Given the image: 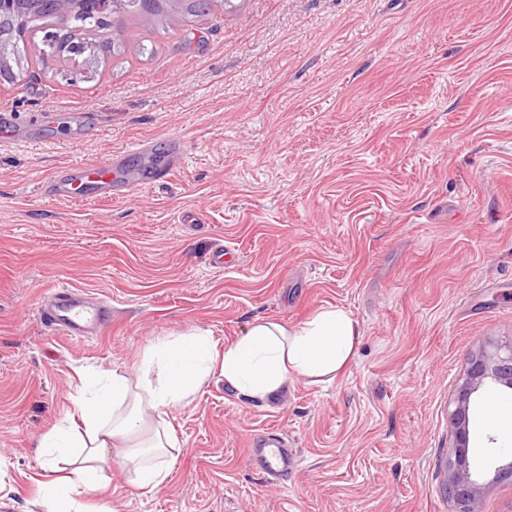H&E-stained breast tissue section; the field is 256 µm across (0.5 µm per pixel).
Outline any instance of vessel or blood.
<instances>
[{"mask_svg": "<svg viewBox=\"0 0 512 512\" xmlns=\"http://www.w3.org/2000/svg\"><path fill=\"white\" fill-rule=\"evenodd\" d=\"M112 182L111 165L101 164L77 172H61L53 184L57 196L65 197L81 196L93 188H107ZM37 315L49 330L65 336H84L107 324L112 312L107 305L78 298L70 289L51 288L41 301ZM247 458L250 464L259 467L270 480L276 482L287 480L299 465L298 458L288 446L287 438L277 433L251 439Z\"/></svg>", "mask_w": 512, "mask_h": 512, "instance_id": "obj_1", "label": "vessel or blood"}]
</instances>
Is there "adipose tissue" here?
Returning a JSON list of instances; mask_svg holds the SVG:
<instances>
[{"label": "adipose tissue", "mask_w": 512, "mask_h": 512, "mask_svg": "<svg viewBox=\"0 0 512 512\" xmlns=\"http://www.w3.org/2000/svg\"><path fill=\"white\" fill-rule=\"evenodd\" d=\"M358 321L347 311L322 307L295 326L257 320L245 335L216 353L207 331L194 329L148 348L133 372L90 377L76 400L81 431L61 424L46 433L40 465L48 512H93L87 499L103 489L112 451H123L139 488L154 490L169 479L178 440L167 421L220 370L243 396L266 400L289 379L333 380L354 356ZM71 467L58 474L60 461Z\"/></svg>", "instance_id": "ef3b65f1"}]
</instances>
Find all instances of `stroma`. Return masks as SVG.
<instances>
[{"mask_svg": "<svg viewBox=\"0 0 512 512\" xmlns=\"http://www.w3.org/2000/svg\"><path fill=\"white\" fill-rule=\"evenodd\" d=\"M166 24L144 14L92 60L41 57L0 76V512H46L39 440L73 412L83 374L132 370L192 329L217 348L258 319L352 313L355 355L326 383L256 402L209 380L169 421L173 472L140 489L112 455L113 512H452L448 405L482 347L512 340V0H212ZM180 141L168 182L105 199L45 193L63 169ZM237 249L218 270V246ZM112 305L84 339L37 319L46 289ZM470 409L478 512H512V480L481 400ZM278 429L301 467L249 465Z\"/></svg>", "mask_w": 512, "mask_h": 512, "instance_id": "35a3bbf8", "label": "stroma"}]
</instances>
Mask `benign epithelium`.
I'll use <instances>...</instances> for the list:
<instances>
[{"label":"benign epithelium","instance_id":"1","mask_svg":"<svg viewBox=\"0 0 512 512\" xmlns=\"http://www.w3.org/2000/svg\"><path fill=\"white\" fill-rule=\"evenodd\" d=\"M58 25L70 19L77 10L80 0H51ZM117 0H89L103 21L112 19ZM495 384L512 389V340L505 345H495L490 350H482L469 362L465 377L456 387L449 413V430L454 439L453 453L444 464L443 489L448 500L453 503V512H477V505L485 489L481 476L473 472L469 463V410L471 399L482 387Z\"/></svg>","mask_w":512,"mask_h":512}]
</instances>
